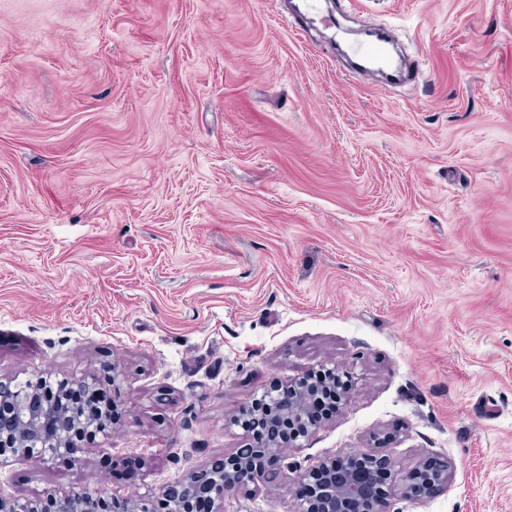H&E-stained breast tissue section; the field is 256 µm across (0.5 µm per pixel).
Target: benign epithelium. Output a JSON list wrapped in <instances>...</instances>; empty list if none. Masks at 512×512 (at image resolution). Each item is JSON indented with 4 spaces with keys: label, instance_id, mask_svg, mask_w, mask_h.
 <instances>
[{
    "label": "benign epithelium",
    "instance_id": "obj_1",
    "mask_svg": "<svg viewBox=\"0 0 512 512\" xmlns=\"http://www.w3.org/2000/svg\"><path fill=\"white\" fill-rule=\"evenodd\" d=\"M70 387L99 394L92 378L53 382L49 375H36L24 382L0 380V466L17 457L78 462L82 441L109 432L105 414L94 404L81 411H56V404ZM320 392L321 386L307 375L287 385L267 386L252 399L260 406L256 415L260 433L252 432V424L245 423L247 443L235 454L165 487L143 506L130 500H109L87 489L50 493L45 500L53 504L51 512H100L99 505L107 502L112 504L111 512H220L216 501L225 493L279 479L284 458L278 449L300 447V441L316 428L310 404ZM448 470L445 457L424 461L411 472L401 494L430 496L448 483ZM390 477L387 459L376 454L326 460L312 474L301 476L307 492L300 500L299 512H392L383 490ZM42 505L0 490V512H43Z\"/></svg>",
    "mask_w": 512,
    "mask_h": 512
}]
</instances>
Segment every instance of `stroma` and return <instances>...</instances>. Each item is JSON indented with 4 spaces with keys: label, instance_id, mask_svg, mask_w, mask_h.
Wrapping results in <instances>:
<instances>
[{
    "label": "stroma",
    "instance_id": "35a3bbf8",
    "mask_svg": "<svg viewBox=\"0 0 512 512\" xmlns=\"http://www.w3.org/2000/svg\"><path fill=\"white\" fill-rule=\"evenodd\" d=\"M365 13L412 83L346 71L286 0H0V378L96 374L121 409L1 489L148 499L335 365L344 409L223 512H297L364 453L397 485L447 457L394 512H512V0H336ZM448 470L446 457H432L424 461L411 472L401 494L414 498L430 496L438 487L448 483Z\"/></svg>",
    "mask_w": 512,
    "mask_h": 512
}]
</instances>
